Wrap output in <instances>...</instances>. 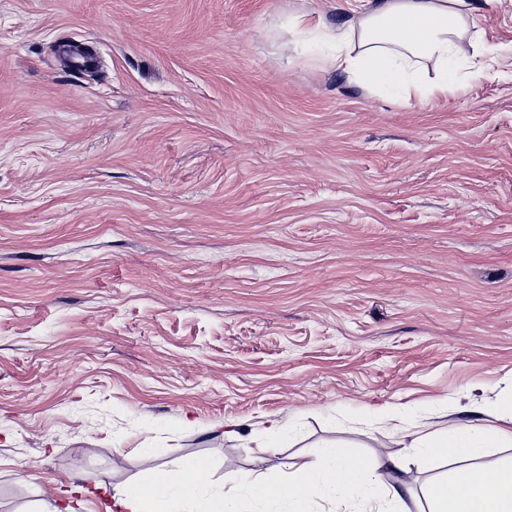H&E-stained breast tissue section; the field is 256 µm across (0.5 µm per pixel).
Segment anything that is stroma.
<instances>
[{
    "mask_svg": "<svg viewBox=\"0 0 512 512\" xmlns=\"http://www.w3.org/2000/svg\"><path fill=\"white\" fill-rule=\"evenodd\" d=\"M343 3L0 0V512L336 441L407 461L421 512L448 467L386 415L439 432L512 395V77L396 103L288 28ZM476 24L511 64L512 0Z\"/></svg>",
    "mask_w": 512,
    "mask_h": 512,
    "instance_id": "1",
    "label": "stroma"
}]
</instances>
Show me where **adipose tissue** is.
Segmentation results:
<instances>
[{
  "mask_svg": "<svg viewBox=\"0 0 512 512\" xmlns=\"http://www.w3.org/2000/svg\"><path fill=\"white\" fill-rule=\"evenodd\" d=\"M497 0H363L350 18L330 27L322 18L292 16V30L322 33L332 51L325 63L348 79L376 91L392 92L396 101L422 103L447 99L461 90L465 78H477L500 60L498 45L473 29L475 16ZM468 68L461 77L460 68ZM433 70L430 79L422 78ZM496 426L452 425L448 430L422 433L411 442L419 467L446 459L445 478L427 491V512H512V460L493 473L472 461L488 448L512 447V397L502 400ZM404 461L379 457L367 463L350 447L328 443L317 461L277 479L262 474H228L218 488L205 487L195 458L181 459L151 481L115 488L120 512H257L260 502L277 504L278 512H309L316 500L371 505L385 497L401 498L407 482L384 481L383 473L405 470Z\"/></svg>",
  "mask_w": 512,
  "mask_h": 512,
  "instance_id": "obj_1",
  "label": "adipose tissue"
}]
</instances>
